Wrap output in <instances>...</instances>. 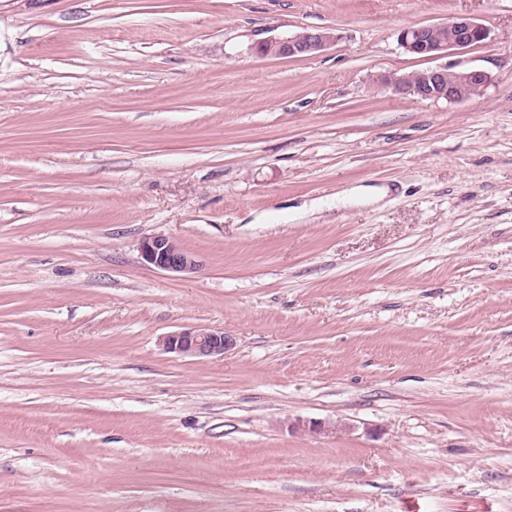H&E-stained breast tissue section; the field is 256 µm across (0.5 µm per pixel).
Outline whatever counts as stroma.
<instances>
[{
    "mask_svg": "<svg viewBox=\"0 0 512 512\" xmlns=\"http://www.w3.org/2000/svg\"><path fill=\"white\" fill-rule=\"evenodd\" d=\"M0 512H512V0H0ZM489 36V29L473 18L452 16L440 23L405 26L398 31L397 42L408 54L433 59L448 54L449 50L481 46ZM339 39L340 35L335 30L303 28L291 36L261 41L255 50L265 57L308 58L335 45ZM489 81L490 77L484 70H454L444 65L418 69L400 76L378 74L372 85L416 101L456 103L481 95ZM141 255L148 265L175 276L192 275L200 269L199 261L193 253L184 250L176 240L165 235L146 238L141 244ZM232 345L233 339L221 328H192L163 338L167 351L191 357H221Z\"/></svg>",
    "mask_w": 512,
    "mask_h": 512,
    "instance_id": "35a3bbf8",
    "label": "stroma"
}]
</instances>
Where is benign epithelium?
<instances>
[{
  "mask_svg": "<svg viewBox=\"0 0 512 512\" xmlns=\"http://www.w3.org/2000/svg\"><path fill=\"white\" fill-rule=\"evenodd\" d=\"M489 29L467 16H452L433 24H415L401 28L398 45L417 58L433 59L450 50L481 46L489 39ZM340 35L331 29L304 28L286 37L270 38L257 43L256 52L265 57L308 58L333 46ZM490 77L481 69L454 70L446 65L414 70L395 76L378 74L373 86L416 101L456 103L481 95ZM143 260L150 266L173 274L188 276L198 272L196 256L184 250L176 240L165 235L146 238L141 244ZM233 339L222 328H192L169 334L163 346L169 351L191 357H222Z\"/></svg>",
  "mask_w": 512,
  "mask_h": 512,
  "instance_id": "obj_1",
  "label": "benign epithelium"
}]
</instances>
